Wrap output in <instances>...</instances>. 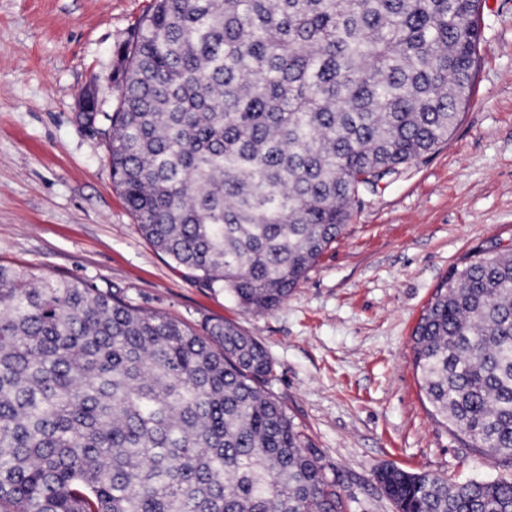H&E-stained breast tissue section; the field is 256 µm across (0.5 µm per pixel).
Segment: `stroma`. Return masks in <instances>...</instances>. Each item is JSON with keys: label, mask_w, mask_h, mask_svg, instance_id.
Returning <instances> with one entry per match:
<instances>
[{"label": "stroma", "mask_w": 512, "mask_h": 512, "mask_svg": "<svg viewBox=\"0 0 512 512\" xmlns=\"http://www.w3.org/2000/svg\"><path fill=\"white\" fill-rule=\"evenodd\" d=\"M152 0H0V262L98 288L194 328L230 321L266 349L268 390L314 444L348 512H393L377 470L511 479L432 415L412 333L467 256L512 245V0H485L472 93L446 142L364 196L277 308L198 288L112 187L106 112L118 50ZM99 88L100 117L79 118Z\"/></svg>", "instance_id": "obj_1"}]
</instances>
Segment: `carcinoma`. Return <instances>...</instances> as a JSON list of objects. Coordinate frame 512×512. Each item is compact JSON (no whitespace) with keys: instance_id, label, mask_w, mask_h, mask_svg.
Masks as SVG:
<instances>
[{"instance_id":"carcinoma-1","label":"carcinoma","mask_w":512,"mask_h":512,"mask_svg":"<svg viewBox=\"0 0 512 512\" xmlns=\"http://www.w3.org/2000/svg\"><path fill=\"white\" fill-rule=\"evenodd\" d=\"M482 0H154L112 73V185L201 288L267 312L362 196L448 138ZM434 409L512 462V251H479L413 334ZM265 348L0 263V512H346L266 386ZM395 512H512V480L376 472Z\"/></svg>"}]
</instances>
